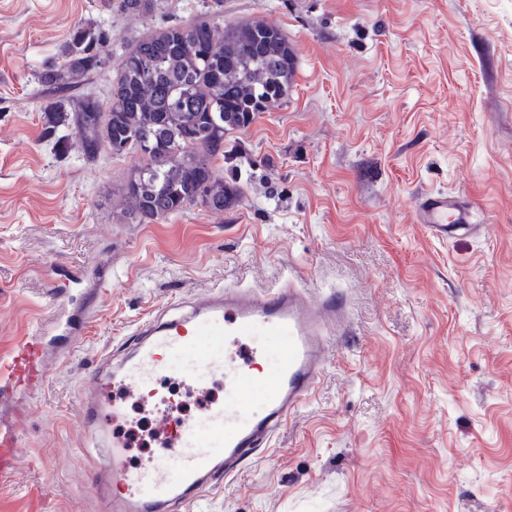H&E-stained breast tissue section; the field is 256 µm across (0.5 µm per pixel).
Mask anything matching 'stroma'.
I'll return each mask as SVG.
<instances>
[{
	"label": "stroma",
	"mask_w": 512,
	"mask_h": 512,
	"mask_svg": "<svg viewBox=\"0 0 512 512\" xmlns=\"http://www.w3.org/2000/svg\"><path fill=\"white\" fill-rule=\"evenodd\" d=\"M204 2L0 0V423L21 438L0 512H103L83 470L112 431L76 408L102 352L190 296L289 278L343 295L347 324L271 448L192 512H512V0H224L225 23L288 38L294 86L228 137L234 208L121 223L136 158L44 137L38 76L77 23L115 62ZM439 192L483 231L435 238L417 208ZM33 337L46 382L9 389ZM127 418L131 461L155 454Z\"/></svg>",
	"instance_id": "1"
}]
</instances>
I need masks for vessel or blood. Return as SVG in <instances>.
Returning <instances> with one entry per match:
<instances>
[{
    "label": "vessel or blood",
    "instance_id": "1",
    "mask_svg": "<svg viewBox=\"0 0 512 512\" xmlns=\"http://www.w3.org/2000/svg\"><path fill=\"white\" fill-rule=\"evenodd\" d=\"M418 217L442 239L474 228L472 212L444 193L423 196ZM346 312L341 296L316 298L305 287L286 282L269 289L212 290L193 298L181 319L155 315L143 321L119 369H94L78 399L81 422L89 429L120 422L126 400L150 396L156 431L168 438L164 453L132 465L127 441L113 435L107 453L88 470V481L109 512H183L217 477L238 476L243 463L268 448L317 389L329 333L342 325ZM267 336L280 340L272 374L254 370L267 352ZM45 378L41 342L19 345L13 387H30ZM175 378L200 395L214 380H223L224 400L207 404L191 418L175 416L161 393ZM108 386L120 397L107 405L101 393Z\"/></svg>",
    "mask_w": 512,
    "mask_h": 512
}]
</instances>
